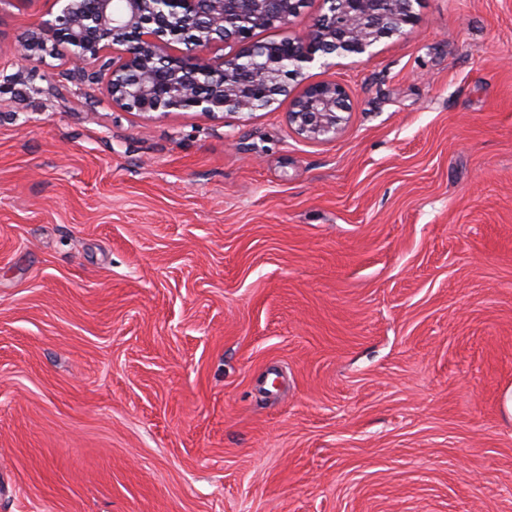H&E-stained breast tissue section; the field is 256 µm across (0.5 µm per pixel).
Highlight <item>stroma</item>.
Segmentation results:
<instances>
[{"label": "stroma", "instance_id": "1", "mask_svg": "<svg viewBox=\"0 0 512 512\" xmlns=\"http://www.w3.org/2000/svg\"><path fill=\"white\" fill-rule=\"evenodd\" d=\"M335 138L142 116L0 0V512H512V0H415Z\"/></svg>", "mask_w": 512, "mask_h": 512}]
</instances>
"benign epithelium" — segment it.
Wrapping results in <instances>:
<instances>
[{
    "label": "benign epithelium",
    "instance_id": "7a95c632",
    "mask_svg": "<svg viewBox=\"0 0 512 512\" xmlns=\"http://www.w3.org/2000/svg\"><path fill=\"white\" fill-rule=\"evenodd\" d=\"M56 16L30 30L19 61L44 58L47 38L63 45L64 64L95 85L92 94L123 112H198L217 116L264 108L288 94V80L331 54L372 56L383 37L413 23L412 0H322L327 11L302 36L272 42L256 31L288 29L306 0H54ZM228 40L231 55H210ZM289 68H284V62ZM95 62L89 74L85 65ZM349 111V93L335 82L306 85L288 121L310 140H329Z\"/></svg>",
    "mask_w": 512,
    "mask_h": 512
}]
</instances>
